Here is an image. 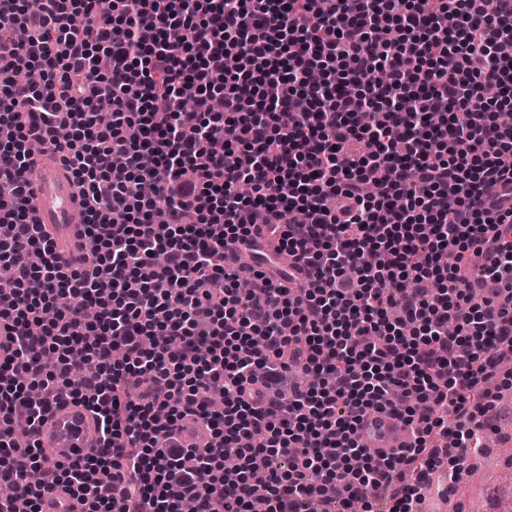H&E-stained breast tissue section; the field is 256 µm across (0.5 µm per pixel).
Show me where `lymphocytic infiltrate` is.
Returning a JSON list of instances; mask_svg holds the SVG:
<instances>
[{
	"label": "lymphocytic infiltrate",
	"instance_id": "obj_1",
	"mask_svg": "<svg viewBox=\"0 0 512 512\" xmlns=\"http://www.w3.org/2000/svg\"><path fill=\"white\" fill-rule=\"evenodd\" d=\"M4 27L0 512L49 484L81 512H419L512 346V0H0ZM35 142L81 187V265L29 218ZM255 212L298 287L239 292ZM63 397L97 446L31 482ZM381 408L410 433L386 457L356 436Z\"/></svg>",
	"mask_w": 512,
	"mask_h": 512
}]
</instances>
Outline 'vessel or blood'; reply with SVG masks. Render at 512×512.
<instances>
[{"mask_svg": "<svg viewBox=\"0 0 512 512\" xmlns=\"http://www.w3.org/2000/svg\"><path fill=\"white\" fill-rule=\"evenodd\" d=\"M33 194L30 216L45 225L56 248L65 259L79 262L84 255L83 229L78 187L67 165L55 154L45 152L32 159ZM358 435L364 446L377 455L390 454L409 440L399 418L390 410H372L360 420ZM98 421L81 403L63 399L53 404L38 441L46 453L58 461L84 457L95 447ZM42 512H80V506L60 485L44 492Z\"/></svg>", "mask_w": 512, "mask_h": 512, "instance_id": "b4317fda", "label": "vessel or blood"}]
</instances>
